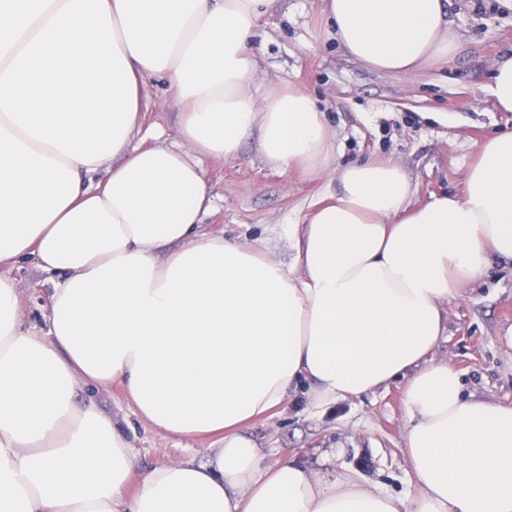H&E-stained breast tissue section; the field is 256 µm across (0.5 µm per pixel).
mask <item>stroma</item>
I'll use <instances>...</instances> for the list:
<instances>
[{
	"label": "stroma",
	"instance_id": "obj_1",
	"mask_svg": "<svg viewBox=\"0 0 512 512\" xmlns=\"http://www.w3.org/2000/svg\"><path fill=\"white\" fill-rule=\"evenodd\" d=\"M324 0H276L263 17L249 52L256 70L255 94L291 82L317 102L336 142L328 170L317 176L281 173L267 166L255 140L244 142L233 161L204 159L200 169L214 196L203 219L209 234L259 245L269 258L291 266L288 236L310 204L336 193L339 171L370 158L390 159L416 188L415 202L462 191L479 144L512 130V112L499 111L489 93L493 66L512 55V15L470 0H449L452 28L460 40L447 65L406 79L376 72L350 59L323 15ZM146 118L134 137L150 147L178 144V110L167 99L165 79L148 82ZM24 324L46 337L45 310L51 275L34 261L15 265ZM448 334L438 358L464 376L465 390L491 403H512V261L490 257L484 276L461 285L448 302ZM80 402L93 403L128 434L140 466L188 455L207 460L213 442L167 435L137 416L119 387L76 386ZM403 385L313 407L306 388L291 391L282 407L251 434L271 463L296 461L319 469L323 450L337 465L379 489L402 494L414 482L405 462Z\"/></svg>",
	"mask_w": 512,
	"mask_h": 512
}]
</instances>
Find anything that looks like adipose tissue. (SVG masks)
<instances>
[{"mask_svg": "<svg viewBox=\"0 0 512 512\" xmlns=\"http://www.w3.org/2000/svg\"><path fill=\"white\" fill-rule=\"evenodd\" d=\"M273 2L0 0V512H512V404L465 396L436 357L448 299L489 256L512 259V131L479 146L462 194L423 204L396 163L343 168L292 227V271L201 230L199 159H236L252 137L281 173L318 175L335 154L302 88L248 91ZM325 12L346 55L385 74L459 48L447 0ZM151 77L168 81L180 145L133 143ZM25 258L57 277L44 340L7 274ZM399 379L414 492L359 482L329 452L316 471L264 462L252 426L299 382L326 407ZM80 381L218 446L139 467Z\"/></svg>", "mask_w": 512, "mask_h": 512, "instance_id": "adipose-tissue-1", "label": "adipose tissue"}]
</instances>
